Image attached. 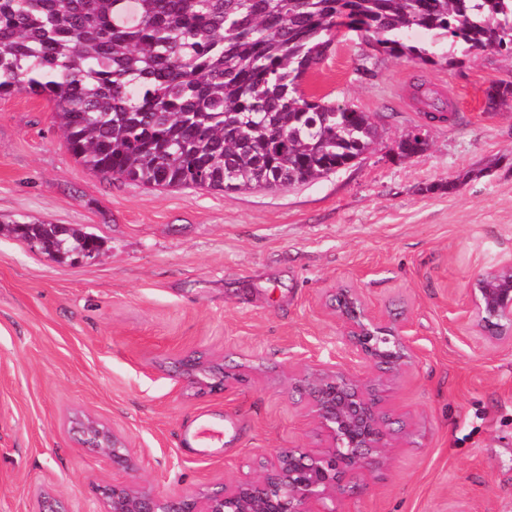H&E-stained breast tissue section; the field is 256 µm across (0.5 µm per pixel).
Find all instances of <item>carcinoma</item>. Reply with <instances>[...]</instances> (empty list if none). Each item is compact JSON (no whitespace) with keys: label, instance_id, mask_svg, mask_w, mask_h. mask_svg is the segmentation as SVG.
<instances>
[{"label":"carcinoma","instance_id":"1","mask_svg":"<svg viewBox=\"0 0 512 512\" xmlns=\"http://www.w3.org/2000/svg\"><path fill=\"white\" fill-rule=\"evenodd\" d=\"M425 64L447 44L512 53V0H0V97L46 100L68 152L113 180L164 189L280 190L361 160L374 116L308 95L337 27ZM425 118L451 121L424 83ZM512 100V80L486 92ZM406 138L398 155L423 153ZM49 259L76 263L104 243L44 219L9 220Z\"/></svg>","mask_w":512,"mask_h":512}]
</instances>
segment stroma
Listing matches in <instances>:
<instances>
[{
    "label": "stroma",
    "instance_id": "35a3bbf8",
    "mask_svg": "<svg viewBox=\"0 0 512 512\" xmlns=\"http://www.w3.org/2000/svg\"><path fill=\"white\" fill-rule=\"evenodd\" d=\"M509 77L512 55L493 48L432 66L337 33L306 89L374 114L376 146L319 179L242 193L96 175L44 100L0 98V219L79 224L105 243L70 264L0 235V512H34L41 491L60 512H104L102 483L184 494L316 445L294 384L348 359L327 304L338 288L407 320L418 349L389 394L414 434L339 512H512V350L483 348L466 325L470 282L512 263V102L486 108L487 88ZM420 80L456 122H426ZM419 127L427 150L398 157ZM189 354L240 378L185 387ZM82 414L126 438L132 468L75 445ZM204 424L221 441L189 445Z\"/></svg>",
    "mask_w": 512,
    "mask_h": 512
}]
</instances>
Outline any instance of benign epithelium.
Wrapping results in <instances>:
<instances>
[{"mask_svg":"<svg viewBox=\"0 0 512 512\" xmlns=\"http://www.w3.org/2000/svg\"><path fill=\"white\" fill-rule=\"evenodd\" d=\"M469 293V319L478 339L488 347L511 348L512 264L472 280ZM334 296L339 341L358 368L321 364L298 384L310 399L318 446L283 449L263 462L258 476L187 495L103 485L97 491L105 512H339L338 499L354 488L361 473L380 464L404 428L387 407L388 382L414 365L417 350L407 322L374 314L353 289L338 288ZM205 374L203 362L186 356L178 378L193 388L215 390ZM80 422L81 447L114 466H132L133 449L119 434L90 415Z\"/></svg>","mask_w":512,"mask_h":512,"instance_id":"7a95c632","label":"benign epithelium"}]
</instances>
